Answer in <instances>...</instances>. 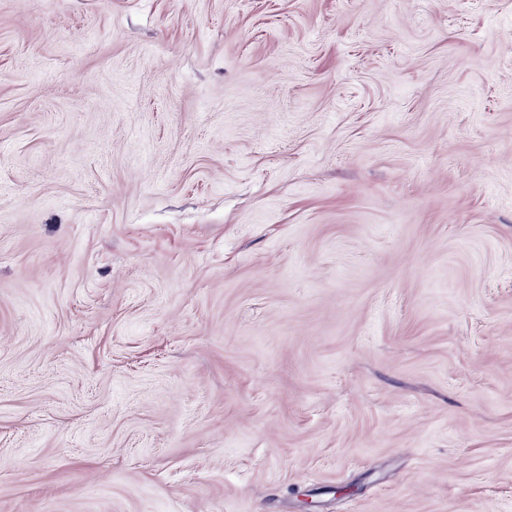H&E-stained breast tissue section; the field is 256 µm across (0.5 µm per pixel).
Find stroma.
<instances>
[{"instance_id":"obj_1","label":"stroma","mask_w":512,"mask_h":512,"mask_svg":"<svg viewBox=\"0 0 512 512\" xmlns=\"http://www.w3.org/2000/svg\"><path fill=\"white\" fill-rule=\"evenodd\" d=\"M512 512V0H0V512Z\"/></svg>"}]
</instances>
